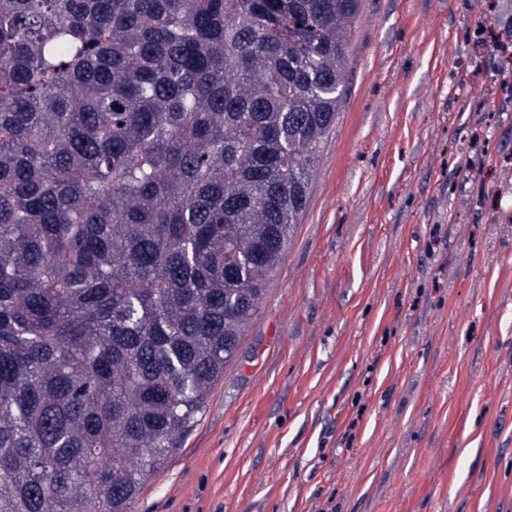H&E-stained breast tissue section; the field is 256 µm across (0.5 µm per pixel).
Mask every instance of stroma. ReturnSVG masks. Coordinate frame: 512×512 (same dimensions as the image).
Here are the masks:
<instances>
[{
  "instance_id": "1",
  "label": "stroma",
  "mask_w": 512,
  "mask_h": 512,
  "mask_svg": "<svg viewBox=\"0 0 512 512\" xmlns=\"http://www.w3.org/2000/svg\"><path fill=\"white\" fill-rule=\"evenodd\" d=\"M512 0H362L307 206L131 512H512Z\"/></svg>"
}]
</instances>
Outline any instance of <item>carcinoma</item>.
Listing matches in <instances>:
<instances>
[{
    "mask_svg": "<svg viewBox=\"0 0 512 512\" xmlns=\"http://www.w3.org/2000/svg\"><path fill=\"white\" fill-rule=\"evenodd\" d=\"M359 5L0 0V512H130L176 451L299 223Z\"/></svg>",
    "mask_w": 512,
    "mask_h": 512,
    "instance_id": "cac0c4a2",
    "label": "carcinoma"
}]
</instances>
